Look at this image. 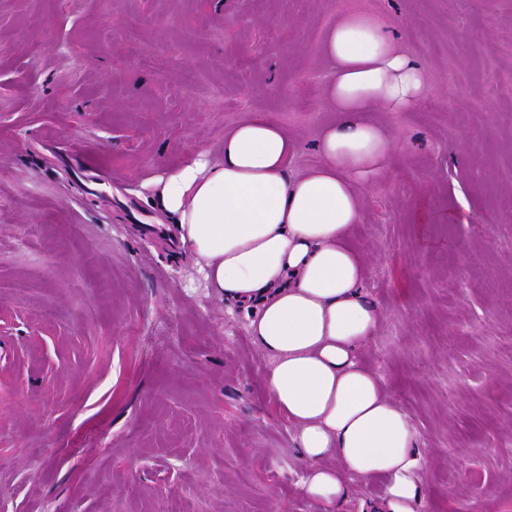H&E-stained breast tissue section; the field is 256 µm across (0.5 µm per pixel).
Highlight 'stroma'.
Masks as SVG:
<instances>
[{
    "instance_id": "stroma-1",
    "label": "stroma",
    "mask_w": 512,
    "mask_h": 512,
    "mask_svg": "<svg viewBox=\"0 0 512 512\" xmlns=\"http://www.w3.org/2000/svg\"><path fill=\"white\" fill-rule=\"evenodd\" d=\"M369 12L435 92L376 112L397 153L350 246L362 362L427 460L416 512H512V0H0V512L325 509L245 312L152 180L265 113L316 164L321 43Z\"/></svg>"
}]
</instances>
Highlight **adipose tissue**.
Instances as JSON below:
<instances>
[{
  "mask_svg": "<svg viewBox=\"0 0 512 512\" xmlns=\"http://www.w3.org/2000/svg\"><path fill=\"white\" fill-rule=\"evenodd\" d=\"M321 53L338 118L319 133L317 165L291 172L294 136L256 113L225 131L221 163L200 155L159 175L157 199L176 215L208 287L248 310L252 340L269 359L265 388L296 430L306 494L339 505L349 478L379 479L369 512H415L426 460L408 414L359 358L380 311L362 292L364 266L348 238L362 193L396 161L369 112L417 111L433 86L372 15L338 14ZM332 457L340 469L327 466Z\"/></svg>",
  "mask_w": 512,
  "mask_h": 512,
  "instance_id": "ef3b65f1",
  "label": "adipose tissue"
}]
</instances>
